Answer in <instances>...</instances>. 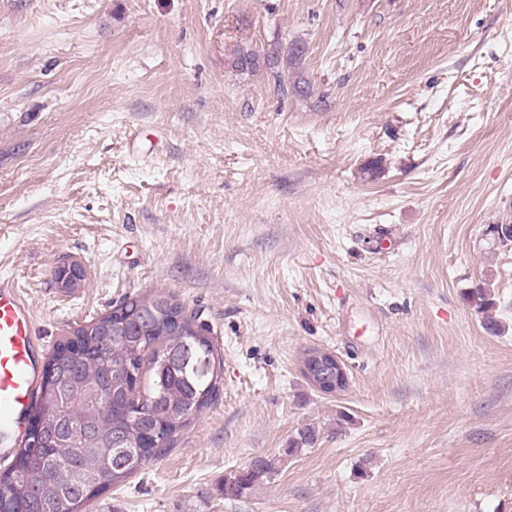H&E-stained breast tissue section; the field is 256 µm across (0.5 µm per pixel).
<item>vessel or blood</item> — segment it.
Instances as JSON below:
<instances>
[{"instance_id":"obj_1","label":"vessel or blood","mask_w":512,"mask_h":512,"mask_svg":"<svg viewBox=\"0 0 512 512\" xmlns=\"http://www.w3.org/2000/svg\"><path fill=\"white\" fill-rule=\"evenodd\" d=\"M38 344L28 305L17 288L0 280V434L20 442L38 398Z\"/></svg>"}]
</instances>
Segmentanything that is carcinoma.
<instances>
[{"label": "carcinoma", "instance_id": "cac0c4a2", "mask_svg": "<svg viewBox=\"0 0 512 512\" xmlns=\"http://www.w3.org/2000/svg\"><path fill=\"white\" fill-rule=\"evenodd\" d=\"M259 54L238 50L237 71L299 69L307 45L280 43ZM278 91L308 96L302 76L287 86L274 75ZM468 301L487 329L498 323L490 288L470 291ZM120 327L123 335L111 330ZM34 416L45 436L38 447L23 443L15 461L0 472V504L15 512H85L98 495L125 484L146 463L173 449L219 392L222 357L213 338L188 318L173 297L142 295L121 302L106 316L80 325L60 340L46 361ZM315 428L298 431L291 453L317 442ZM279 461L255 459L247 470L224 477L223 493L239 499L277 472Z\"/></svg>", "mask_w": 512, "mask_h": 512}]
</instances>
